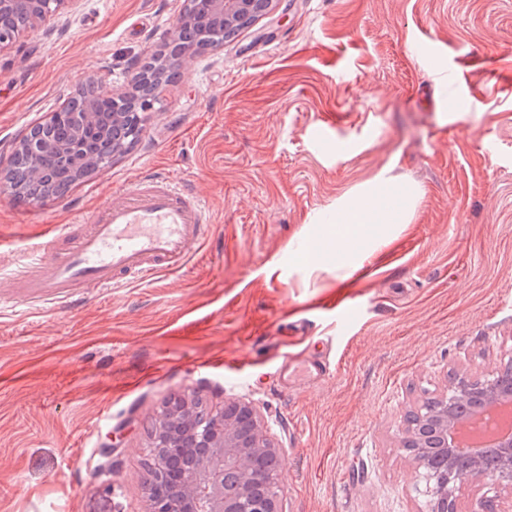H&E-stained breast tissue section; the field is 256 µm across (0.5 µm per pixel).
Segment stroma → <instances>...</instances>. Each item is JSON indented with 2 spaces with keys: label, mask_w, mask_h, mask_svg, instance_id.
Wrapping results in <instances>:
<instances>
[{
  "label": "stroma",
  "mask_w": 512,
  "mask_h": 512,
  "mask_svg": "<svg viewBox=\"0 0 512 512\" xmlns=\"http://www.w3.org/2000/svg\"><path fill=\"white\" fill-rule=\"evenodd\" d=\"M184 5L79 0L65 36L21 33L0 53V146L89 78L129 92V62ZM505 65L512 0H278L182 65L129 152L63 197H0V512H146L149 424L191 394L267 415L287 512H424L397 443L402 415L512 349ZM383 171L418 189L411 224L360 269L293 262L312 221ZM148 174L206 201L199 256L65 306L16 299L10 279L46 246V225Z\"/></svg>",
  "instance_id": "obj_1"
}]
</instances>
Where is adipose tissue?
Instances as JSON below:
<instances>
[{"label": "adipose tissue", "instance_id": "ef3b65f1", "mask_svg": "<svg viewBox=\"0 0 512 512\" xmlns=\"http://www.w3.org/2000/svg\"><path fill=\"white\" fill-rule=\"evenodd\" d=\"M415 191L396 189L393 177L379 173L352 198L336 207L329 223L313 225L298 248L316 268L351 267L388 226L411 223Z\"/></svg>", "mask_w": 512, "mask_h": 512}]
</instances>
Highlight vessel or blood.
<instances>
[{
  "label": "vessel or blood",
  "instance_id": "1",
  "mask_svg": "<svg viewBox=\"0 0 512 512\" xmlns=\"http://www.w3.org/2000/svg\"><path fill=\"white\" fill-rule=\"evenodd\" d=\"M45 233L50 249L34 250L12 286L31 302L68 304L84 291L180 270L209 241L211 220L192 187L146 175L114 191L86 221Z\"/></svg>",
  "mask_w": 512,
  "mask_h": 512
}]
</instances>
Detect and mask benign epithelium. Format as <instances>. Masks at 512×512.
Here are the masks:
<instances>
[{
  "instance_id": "obj_1",
  "label": "benign epithelium",
  "mask_w": 512,
  "mask_h": 512,
  "mask_svg": "<svg viewBox=\"0 0 512 512\" xmlns=\"http://www.w3.org/2000/svg\"><path fill=\"white\" fill-rule=\"evenodd\" d=\"M78 2L0 0V11L21 7L31 17L35 28H41L50 35L63 28L61 18ZM256 3L257 0H209V9L212 18L227 23L235 16L251 12ZM192 21L188 11H181L161 45L177 41ZM223 47L224 42L218 40L194 44L185 50L181 60ZM87 91L89 99L84 101L83 109L89 118L94 112L93 101L115 97L112 88L100 77L88 82ZM40 149L36 138L27 134L18 136L8 149L0 150V179L14 154L25 152L35 157ZM474 394L480 401V410L485 411L507 397L512 398V386L500 383L490 373L464 377L435 396L438 405L433 412L426 413L423 405L406 411L424 428L430 427L439 435L440 448L448 460L453 456L448 446V433L460 423L450 407L459 399H469ZM195 404V397H183L161 416L162 423L171 424L173 428L158 429L155 447L171 448L173 452L157 455L159 482L177 486L180 496L169 502L164 499L163 488L153 491L148 487V512H286L280 468L284 448L271 433L268 417L248 399L226 397L224 406L215 412L214 422L207 426L195 424L186 434L177 433L175 427L194 420ZM399 435L402 448L408 452L407 461L415 473L414 491L425 498L428 512H457V484L466 479L483 482L490 490L512 487V435L499 441L496 474H487L478 462L466 477L451 483L438 480L431 474L427 461L417 451L424 436L405 419Z\"/></svg>"
}]
</instances>
